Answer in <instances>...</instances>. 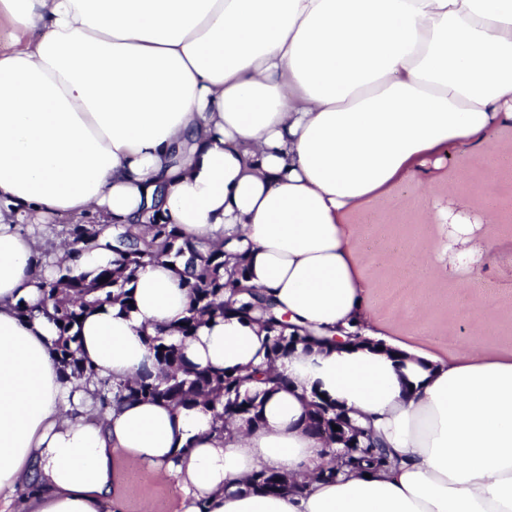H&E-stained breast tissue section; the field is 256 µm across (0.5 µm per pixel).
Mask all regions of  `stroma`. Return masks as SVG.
<instances>
[{
    "label": "stroma",
    "instance_id": "obj_1",
    "mask_svg": "<svg viewBox=\"0 0 512 512\" xmlns=\"http://www.w3.org/2000/svg\"><path fill=\"white\" fill-rule=\"evenodd\" d=\"M486 155L449 150L436 170L433 199L441 205L466 202L472 214L493 223L480 233L492 258L481 274L449 272L443 258L448 229L427 217L430 200L415 182L397 186L349 214L346 222L363 247L368 300L391 338L445 358L468 341L493 356L512 355V127L495 134ZM186 494L175 478L157 475L141 463L119 465L116 502L99 512H184Z\"/></svg>",
    "mask_w": 512,
    "mask_h": 512
}]
</instances>
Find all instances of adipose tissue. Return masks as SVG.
<instances>
[{
    "label": "adipose tissue",
    "instance_id": "adipose-tissue-1",
    "mask_svg": "<svg viewBox=\"0 0 512 512\" xmlns=\"http://www.w3.org/2000/svg\"><path fill=\"white\" fill-rule=\"evenodd\" d=\"M0 491L38 485L26 512H99L118 464L174 476L210 512H512V357L474 342L442 359L384 337L348 214L418 181L449 147L494 149L512 124V0H0ZM164 186L167 223L195 241L243 237L250 286L291 321L357 334L297 345L272 363L259 423L213 433L202 404L85 405L53 354L43 252L74 273L114 265L23 232L49 219L146 222ZM448 267L490 249L466 202L434 210ZM131 309L77 325L97 378L152 368L170 334L192 363L269 364L255 320L173 329L188 297L170 259L139 268ZM372 424L398 466L317 478L328 447L307 429L314 396ZM266 469L298 490L261 494Z\"/></svg>",
    "mask_w": 512,
    "mask_h": 512
}]
</instances>
